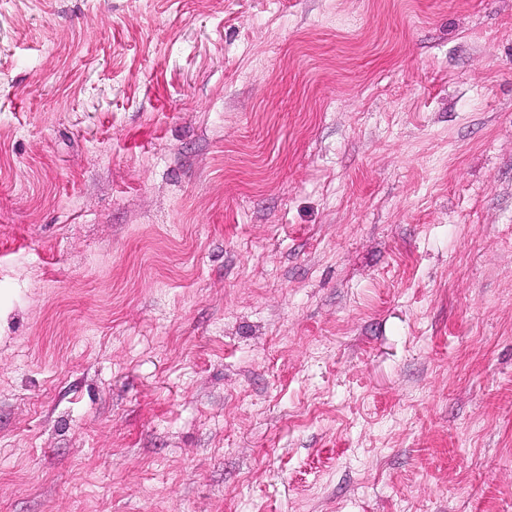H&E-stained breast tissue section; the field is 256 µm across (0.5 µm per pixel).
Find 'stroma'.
Instances as JSON below:
<instances>
[{
	"label": "stroma",
	"mask_w": 512,
	"mask_h": 512,
	"mask_svg": "<svg viewBox=\"0 0 512 512\" xmlns=\"http://www.w3.org/2000/svg\"><path fill=\"white\" fill-rule=\"evenodd\" d=\"M0 512H512V0H0Z\"/></svg>",
	"instance_id": "stroma-1"
}]
</instances>
